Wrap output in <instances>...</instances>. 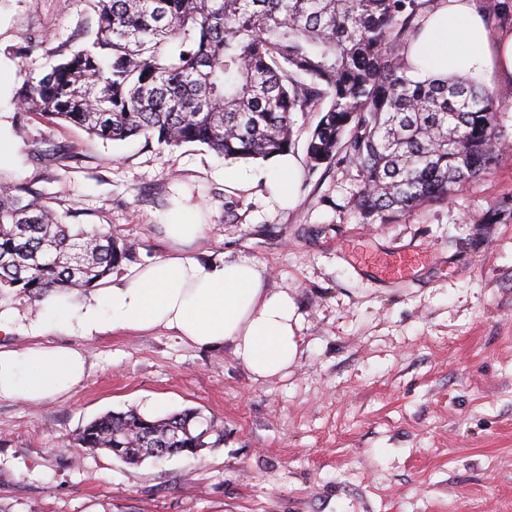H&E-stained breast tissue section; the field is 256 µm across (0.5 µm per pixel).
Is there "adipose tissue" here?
I'll use <instances>...</instances> for the list:
<instances>
[{
    "label": "adipose tissue",
    "instance_id": "adipose-tissue-1",
    "mask_svg": "<svg viewBox=\"0 0 512 512\" xmlns=\"http://www.w3.org/2000/svg\"><path fill=\"white\" fill-rule=\"evenodd\" d=\"M409 58L422 78L491 68L512 74V33L491 40L470 0H446L428 17ZM49 328L84 339L164 329L200 348L227 345L256 381L287 376L300 354L294 299L266 288L264 266L248 259L168 256L130 271L104 294L51 295L32 325L34 343L0 347V398L39 404L83 382L85 351L38 343Z\"/></svg>",
    "mask_w": 512,
    "mask_h": 512
}]
</instances>
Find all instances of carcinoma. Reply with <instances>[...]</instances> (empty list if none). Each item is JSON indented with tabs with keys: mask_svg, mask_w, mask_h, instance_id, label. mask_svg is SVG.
Here are the masks:
<instances>
[{
	"mask_svg": "<svg viewBox=\"0 0 512 512\" xmlns=\"http://www.w3.org/2000/svg\"><path fill=\"white\" fill-rule=\"evenodd\" d=\"M90 41L16 91L20 109L102 141L199 143L231 160L291 150L292 115L321 118L311 167L342 155L354 207L385 223L443 202L497 160L499 102L469 76L411 78L421 0H92ZM132 245L64 223L29 186L0 182V295L39 300L99 285ZM224 434L193 409L152 418L107 412L78 448H121L137 463L162 448H206Z\"/></svg>",
	"mask_w": 512,
	"mask_h": 512,
	"instance_id": "1",
	"label": "carcinoma"
}]
</instances>
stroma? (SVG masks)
Wrapping results in <instances>:
<instances>
[{"label":"stroma","mask_w":512,"mask_h":512,"mask_svg":"<svg viewBox=\"0 0 512 512\" xmlns=\"http://www.w3.org/2000/svg\"><path fill=\"white\" fill-rule=\"evenodd\" d=\"M96 21L90 0H0V178L38 191L66 223L132 243L124 274L178 251L264 264L267 287L297 305L301 353L286 377L256 382L229 348L166 330L46 332L84 349L88 375L38 406L0 399V512H512V77L479 76L500 98L489 173L368 224L353 203L357 169L307 162L316 111L293 116L299 181L285 209L268 162L105 143L21 112L15 88L77 50ZM56 146L79 162L33 156ZM185 208L205 229L177 244L164 226ZM408 249L412 272L391 276ZM0 311L15 316L0 346L18 348L45 304L13 298ZM129 409H196L224 439L135 464L74 447L87 423Z\"/></svg>","instance_id":"35a3bbf8"}]
</instances>
